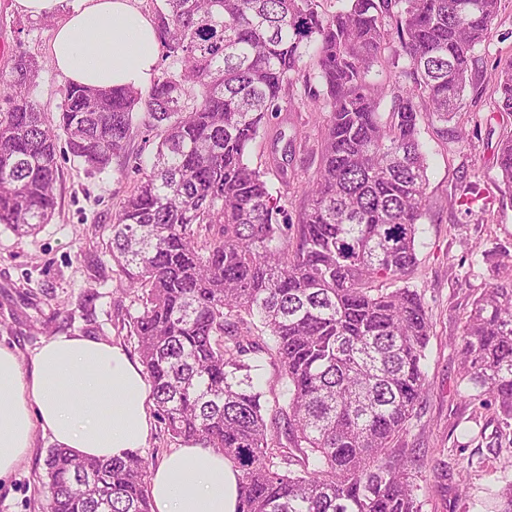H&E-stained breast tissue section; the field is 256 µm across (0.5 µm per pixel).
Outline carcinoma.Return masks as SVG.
Here are the masks:
<instances>
[{
	"instance_id": "1",
	"label": "carcinoma",
	"mask_w": 512,
	"mask_h": 512,
	"mask_svg": "<svg viewBox=\"0 0 512 512\" xmlns=\"http://www.w3.org/2000/svg\"><path fill=\"white\" fill-rule=\"evenodd\" d=\"M464 2L163 0L154 24L171 67L145 94L68 84L63 147L30 97L37 62L0 77V224L51 223L61 157L99 173L121 158L118 173L135 175L110 242L142 306L128 324L169 435L240 471L237 512H423L399 444L430 390L433 323L407 283L428 206L418 114L447 122L464 108L500 0ZM376 66L398 84L386 119ZM299 84L322 124L294 222L248 152ZM493 91L511 113L512 60ZM137 125L158 138L148 166L127 153ZM284 137L271 155L286 184L306 139L280 148ZM499 165L512 199V134ZM460 356V383L512 427L511 269L473 299ZM263 362L268 393L285 385L269 419L252 376ZM150 464L55 446L44 512H152ZM495 512H512V478Z\"/></svg>"
}]
</instances>
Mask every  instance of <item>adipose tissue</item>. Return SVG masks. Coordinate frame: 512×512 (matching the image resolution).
Returning a JSON list of instances; mask_svg holds the SVG:
<instances>
[{
    "label": "adipose tissue",
    "mask_w": 512,
    "mask_h": 512,
    "mask_svg": "<svg viewBox=\"0 0 512 512\" xmlns=\"http://www.w3.org/2000/svg\"><path fill=\"white\" fill-rule=\"evenodd\" d=\"M52 62L73 83L97 89L149 84L158 58L151 19L132 0H72L54 31ZM150 389L122 348L81 334L45 338L22 367L0 347V479L33 444L35 428L88 458L145 447ZM239 472L223 454L183 446L150 482L153 512H237Z\"/></svg>",
    "instance_id": "obj_1"
}]
</instances>
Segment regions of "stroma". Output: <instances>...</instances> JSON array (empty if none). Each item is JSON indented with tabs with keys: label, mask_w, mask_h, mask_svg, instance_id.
Listing matches in <instances>:
<instances>
[{
	"label": "stroma",
	"mask_w": 512,
	"mask_h": 512,
	"mask_svg": "<svg viewBox=\"0 0 512 512\" xmlns=\"http://www.w3.org/2000/svg\"><path fill=\"white\" fill-rule=\"evenodd\" d=\"M57 24V18H33L18 12L14 0H0V74H10L18 55L37 61L32 98L51 124L68 83L51 60ZM492 32L475 52L463 111L448 123L419 119L429 206L407 282L422 295L434 334L426 351L431 389L402 441L412 451L424 512H493V492L502 476L512 477V442L500 434V417L458 381L459 336L471 302L498 281L502 267L512 265V199L500 191L498 160V143L512 132V113L498 111L491 83L512 58V0H500ZM298 125L309 135V148H316V113L286 103L252 143V165L268 163L277 135L292 134ZM60 165L51 223L23 237L0 224V346L25 364L45 338L78 332L121 346L139 360L137 339L121 322L140 304L107 249L112 214L132 182L114 170L87 173L76 160ZM468 184L481 201L469 214L458 203ZM51 446L49 436L35 430L30 455L0 480V512H42Z\"/></svg>",
	"instance_id": "obj_1"
}]
</instances>
